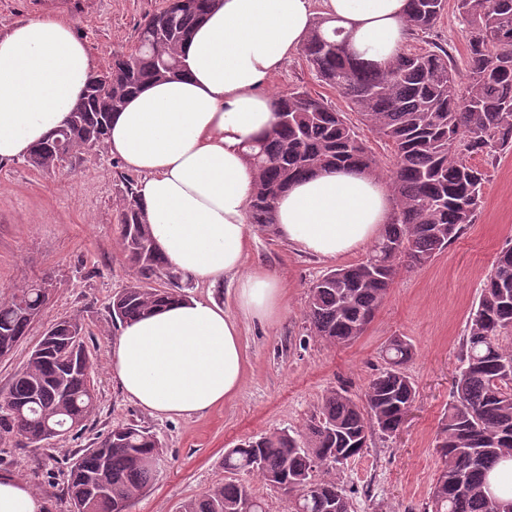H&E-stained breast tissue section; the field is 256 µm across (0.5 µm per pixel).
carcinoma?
<instances>
[{
  "label": "carcinoma",
  "mask_w": 512,
  "mask_h": 512,
  "mask_svg": "<svg viewBox=\"0 0 512 512\" xmlns=\"http://www.w3.org/2000/svg\"><path fill=\"white\" fill-rule=\"evenodd\" d=\"M446 0H409L408 36L430 35ZM215 0H166L146 16L139 47L116 57L106 74L91 77L68 125L26 157L40 170L71 162L104 143L111 113L141 86L180 72L178 50ZM469 33L466 85L458 80L448 47L426 41L378 62L352 50L343 29L318 18L301 54L321 82L344 97L360 122L390 143L392 220L360 262L330 270L310 286L307 322L321 339L347 345L373 320L402 269L426 265L465 227L474 223L485 174L477 156L512 151V0L460 4ZM276 122L269 135L247 145L255 169L249 223L275 229L278 195L291 183L323 168H357L380 176L382 168L354 131L346 113L323 96L294 88L274 100ZM120 245L135 278L115 294L114 323L134 321L183 296L182 278L158 252L137 190L127 186L119 211ZM49 301L42 283L0 300V357L9 354L40 321ZM411 342L393 336L387 367L368 383L364 397L327 391L305 428L274 431L224 454L234 475L206 494L184 502L179 512H266L249 483L254 475L283 491L288 512H352V503L332 474L402 425L415 399L405 367ZM97 398L85 327L64 317L45 328L25 369L0 392V441L28 444L63 437L85 426ZM436 452L441 466L423 512H495L512 498L491 492L489 476L512 460V247L498 253L469 315L455 395L442 421ZM163 449L148 430L118 423L100 441L76 453L67 478L69 512H128L151 483Z\"/></svg>",
  "instance_id": "1"
}]
</instances>
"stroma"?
<instances>
[{"label": "stroma", "mask_w": 512, "mask_h": 512, "mask_svg": "<svg viewBox=\"0 0 512 512\" xmlns=\"http://www.w3.org/2000/svg\"><path fill=\"white\" fill-rule=\"evenodd\" d=\"M164 0H0V29L55 9L69 19L97 69L138 46L147 15ZM432 37L448 43L455 61L469 49L457 8L448 0ZM302 87L337 108L345 102L321 83L301 54H293L271 79L267 93ZM482 204L473 224L427 265L401 273L367 330L350 345L312 335L305 313L308 289L327 271L361 261L364 251L337 260L309 255L274 232L249 228L244 267L273 272L285 288L283 307L270 322L240 320L244 357L240 391L202 415L167 418L151 414L121 390L112 375V297L133 279L119 243L118 216L126 185L138 182L106 147L77 154L71 163L43 171L16 159L0 163V299L35 280L52 287L41 323L0 358V391L21 371L43 327L80 317L92 355L97 408L84 428L42 448L0 450V475L25 481L43 498L45 512H68L66 470L75 451L89 447L112 425L133 422L155 434L164 458L151 485L130 512H177L227 478L226 449L243 440L302 430L322 396L347 388L362 397L385 365L383 347L393 336L415 348L406 367L416 398L403 429L372 438L363 454L336 472L354 512H422L437 474L435 440L460 367L469 314L493 261L512 244V151L486 163Z\"/></svg>", "instance_id": "obj_1"}]
</instances>
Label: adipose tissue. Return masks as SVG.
Returning a JSON list of instances; mask_svg holds the SVG:
<instances>
[{
    "label": "adipose tissue",
    "instance_id": "obj_1",
    "mask_svg": "<svg viewBox=\"0 0 512 512\" xmlns=\"http://www.w3.org/2000/svg\"><path fill=\"white\" fill-rule=\"evenodd\" d=\"M407 3L216 0L178 50L180 74L143 85L113 113L105 143L142 176L138 195L159 252L194 284L236 278L235 312L175 299L124 325L112 374L141 407L202 415L234 397L243 379L239 318L265 322L280 311V280L242 270L256 183L244 150L276 121L262 86L321 16L374 59L394 56L406 39ZM95 71L66 20L45 14L0 29V160L24 157L64 128ZM392 214L379 179L336 168L290 185L277 201L276 227L301 250L337 259L376 240ZM0 512H43V500L24 481L0 477Z\"/></svg>",
    "mask_w": 512,
    "mask_h": 512
}]
</instances>
